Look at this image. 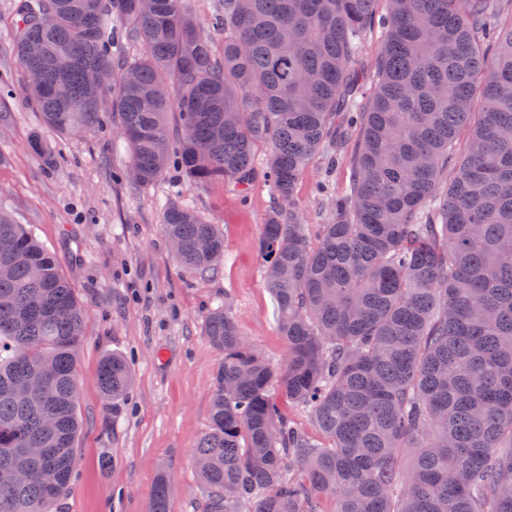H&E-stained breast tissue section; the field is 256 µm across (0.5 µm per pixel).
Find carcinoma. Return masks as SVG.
Masks as SVG:
<instances>
[{
	"label": "carcinoma",
	"mask_w": 512,
	"mask_h": 512,
	"mask_svg": "<svg viewBox=\"0 0 512 512\" xmlns=\"http://www.w3.org/2000/svg\"><path fill=\"white\" fill-rule=\"evenodd\" d=\"M385 2L367 101L356 64L376 0H224L221 61L185 0L151 13L138 0L16 7L15 52L47 128L100 132L116 115L136 185L172 164L198 185L261 174L276 199L259 247L288 357L272 367L225 307L206 316L224 354L194 453L207 512H319L327 496L334 512H512V23L500 24L512 0ZM48 8L51 30L39 24ZM114 12L141 57L112 54ZM31 39L48 62L24 60ZM171 112L191 137L171 136ZM356 128L349 191L314 239L297 183ZM161 228L184 264L224 261V237L193 210L168 205ZM82 334L54 256L0 210V512H54L70 485ZM99 380L116 399L133 377L112 355ZM275 386L323 439L288 423ZM169 494L163 475L150 512H167Z\"/></svg>",
	"instance_id": "carcinoma-1"
}]
</instances>
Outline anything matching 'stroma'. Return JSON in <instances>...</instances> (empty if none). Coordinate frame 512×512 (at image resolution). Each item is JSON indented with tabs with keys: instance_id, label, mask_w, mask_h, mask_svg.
Wrapping results in <instances>:
<instances>
[{
	"instance_id": "stroma-1",
	"label": "stroma",
	"mask_w": 512,
	"mask_h": 512,
	"mask_svg": "<svg viewBox=\"0 0 512 512\" xmlns=\"http://www.w3.org/2000/svg\"><path fill=\"white\" fill-rule=\"evenodd\" d=\"M17 2L0 0V208L54 254L84 305L77 465L56 512H149L163 474L174 481L168 512H207L210 491L193 453L211 426L223 360L205 335L209 308L226 302L247 341L273 365L287 353L259 250L273 197L260 177L245 188L199 186L173 167L155 185L138 187L124 177L131 153L118 127L77 136L43 128L14 49ZM35 135L48 153L33 150ZM355 149L351 141L336 164L323 155L309 164L295 195L306 223L327 217L320 186L346 192ZM166 203L217 225L221 266L201 271L178 260L161 230ZM113 354L133 374L131 391L118 400L106 399L98 381Z\"/></svg>"
}]
</instances>
